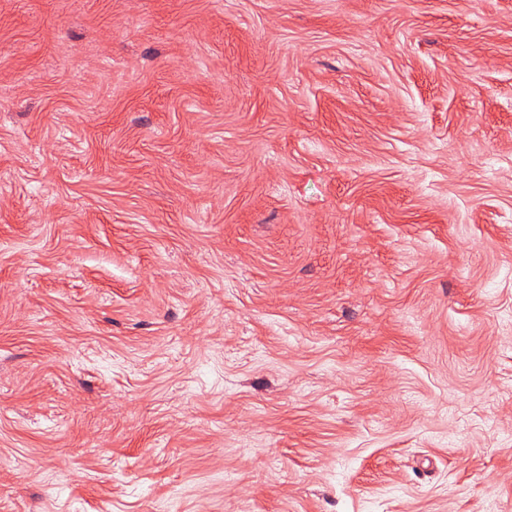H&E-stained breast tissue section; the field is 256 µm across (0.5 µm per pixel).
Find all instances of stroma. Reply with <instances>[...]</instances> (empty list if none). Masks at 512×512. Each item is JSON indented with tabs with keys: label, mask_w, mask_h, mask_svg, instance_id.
Here are the masks:
<instances>
[{
	"label": "stroma",
	"mask_w": 512,
	"mask_h": 512,
	"mask_svg": "<svg viewBox=\"0 0 512 512\" xmlns=\"http://www.w3.org/2000/svg\"><path fill=\"white\" fill-rule=\"evenodd\" d=\"M0 512H512V0H0Z\"/></svg>",
	"instance_id": "stroma-1"
}]
</instances>
